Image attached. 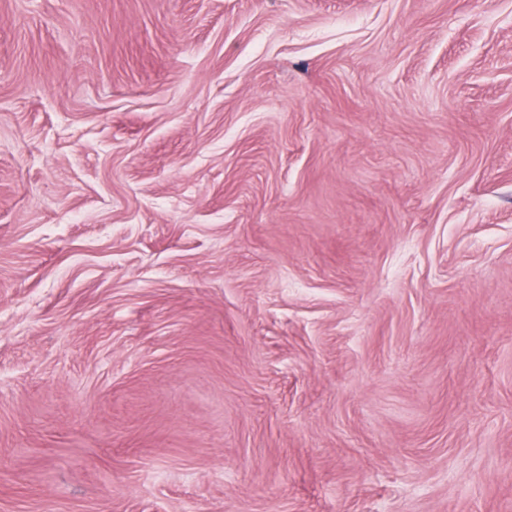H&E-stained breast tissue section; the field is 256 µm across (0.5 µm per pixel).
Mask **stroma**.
Wrapping results in <instances>:
<instances>
[{
  "label": "stroma",
  "instance_id": "1",
  "mask_svg": "<svg viewBox=\"0 0 512 512\" xmlns=\"http://www.w3.org/2000/svg\"><path fill=\"white\" fill-rule=\"evenodd\" d=\"M0 512H512V0H0Z\"/></svg>",
  "mask_w": 512,
  "mask_h": 512
}]
</instances>
